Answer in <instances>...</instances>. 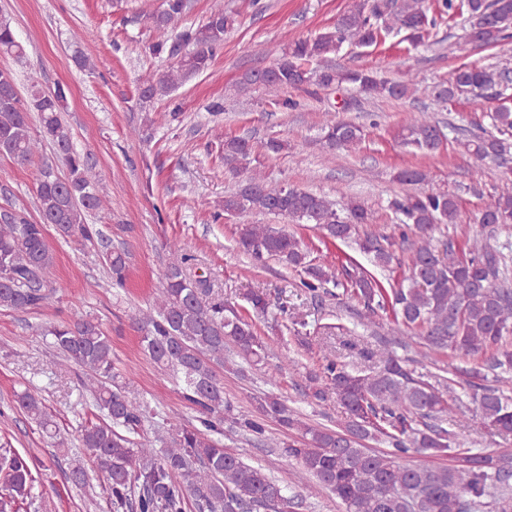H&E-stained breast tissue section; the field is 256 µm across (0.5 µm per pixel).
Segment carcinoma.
<instances>
[{
  "mask_svg": "<svg viewBox=\"0 0 512 512\" xmlns=\"http://www.w3.org/2000/svg\"><path fill=\"white\" fill-rule=\"evenodd\" d=\"M186 0H162L147 15L154 41L150 49L169 65L162 72L141 78L143 103L166 96L179 85L211 67L224 36L237 19L224 10L223 0L202 22L188 27L178 23ZM460 16L470 39L512 56V0H353L336 25L317 35L299 38L269 66L244 74L241 88L321 89L343 84L369 98L401 100L412 95L406 84L391 83L372 71L339 69L332 57L343 45L376 46L393 31L407 32V39L422 43L446 17ZM0 52L20 58L26 48L11 22L0 18ZM509 69L463 64L448 82L435 88L434 98L446 103L471 95L498 103L491 114V128L457 141L461 150L476 160L503 162L512 152V109L502 103ZM66 89L48 94L33 89L22 96L12 74L0 70V156L19 164L32 162L38 140L55 147L66 168L59 175L43 166L35 187L38 219L32 221L16 210L0 212V309L28 311L50 305L56 298L48 274L53 254L46 240L51 226L63 239L83 244L100 240L86 214L101 206L95 166L86 154L74 151L71 132L63 118ZM38 113L39 137H34L30 113ZM322 139L331 150L348 149L362 139L360 127L328 114L321 125ZM441 131L430 112H410L401 128L402 142L423 154L433 152ZM253 144L243 137L224 139V165L232 173L246 172L245 183L224 195L226 216L261 212L298 224H313L324 238L345 242L353 239L375 265L386 267L395 259V236L359 235V227L372 223L369 208L350 199L342 209L325 195L289 188L268 179L265 172L249 168ZM396 180L407 185H428L429 173L406 168ZM483 199L473 223L512 224V187ZM405 230L400 239L410 242L408 273L387 288L366 270L350 263L341 270L318 262L291 232L269 224H238V247L255 261L277 258L304 274L302 285L315 296L329 293L328 284L352 287L368 314L391 308L394 320L417 335L429 358L444 350L462 356H485L488 367L500 371L496 384L468 382L472 399L483 420L503 433H512V289L500 285L506 262L501 251L477 236L466 238L469 258L459 254L452 241L442 249L433 244L442 224H458L461 216L456 197L440 189L426 188L390 202ZM414 239H409V236ZM102 258L112 284L125 283L129 257L123 250L105 249ZM191 256L179 246L163 274V288L153 303L131 317L141 331L144 353L160 369L183 384L182 396L198 413L199 425L172 424L164 447L144 433L148 407L126 395L112 359V343L101 324L78 319L48 329L53 347L83 370L80 384L87 388L96 409L105 417L78 434V447L86 449L102 473L111 512H184L192 501L195 512H284L295 507L284 487L260 466H253L224 450L215 434L230 422L252 436L265 434V422L275 421L296 433L286 444V458L299 469L306 492L325 489L345 506V512H485L512 507V454L497 450L455 448L448 426L458 422L461 408L452 397L457 381L437 376L432 384L406 367L405 361L380 345L369 352L377 369L352 372L325 357L324 375L308 376L316 398L324 379L345 409L346 420L336 428L307 423L273 395L257 400L258 416L241 418L224 397V382L215 367L229 370L234 360L224 356L233 347L241 359L258 365L269 344L258 334L255 319L268 313L266 295H250L252 313L243 314L234 303L213 296L210 283L186 272ZM18 409L33 420L46 437L56 436V424L44 399L28 390L16 394ZM382 436L388 450L367 448L362 441ZM430 451L465 457L467 462L430 466L402 463L411 453ZM36 477L29 458L9 448L0 450V512H18V502L33 497Z\"/></svg>",
  "mask_w": 512,
  "mask_h": 512,
  "instance_id": "carcinoma-1",
  "label": "carcinoma"
}]
</instances>
